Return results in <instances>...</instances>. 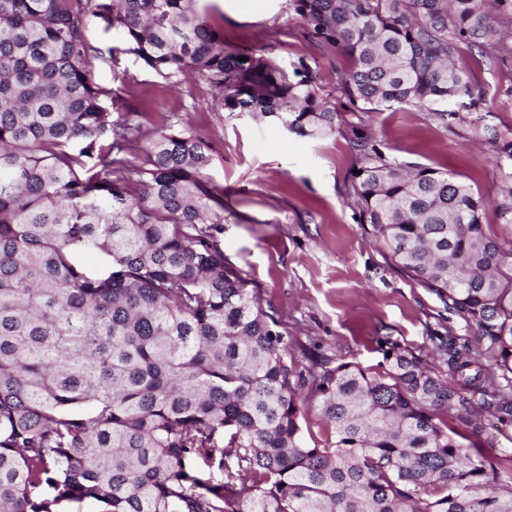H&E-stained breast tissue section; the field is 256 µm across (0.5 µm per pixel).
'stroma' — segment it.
Segmentation results:
<instances>
[{"label":"stroma","instance_id":"1","mask_svg":"<svg viewBox=\"0 0 512 512\" xmlns=\"http://www.w3.org/2000/svg\"><path fill=\"white\" fill-rule=\"evenodd\" d=\"M198 7L228 43L291 67L305 62L317 68L323 94L340 116L338 129L313 141L224 111L218 95L194 74L169 84L137 61L118 31L93 18L87 38L95 49L93 76L103 103L113 124L141 133L125 144L123 157L140 163L143 135L172 121L210 145L209 174L224 189V262L288 333L299 368L323 358L374 368L392 343L430 360L439 338L448 335L457 345H474L472 330L393 264L370 225L362 223L349 196L356 165L349 139L354 125L366 126L387 156L460 174L486 199H495L502 181L481 129L512 128V104L501 102L512 89V64L473 67L476 86L499 103L468 112L451 127L409 105L355 112L341 89L349 57L342 48L305 40L290 0H199ZM301 397L307 444L333 441L318 393L306 386ZM464 443L500 477L512 472V424L487 421L483 432L467 434Z\"/></svg>","mask_w":512,"mask_h":512}]
</instances>
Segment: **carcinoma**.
Masks as SVG:
<instances>
[{"mask_svg":"<svg viewBox=\"0 0 512 512\" xmlns=\"http://www.w3.org/2000/svg\"><path fill=\"white\" fill-rule=\"evenodd\" d=\"M293 6L304 37L351 58L354 112L489 109L470 64L512 58V0ZM91 16L164 80L195 73L226 112L308 139L339 119L318 71L227 45L197 0H0V512H512V475L490 484L448 428L478 429L481 410L512 422V129L483 127L505 183L491 202L355 129L361 223L477 348L440 340L441 369L395 344L380 370L327 359L305 374L224 264L203 139L171 123L141 163L88 166L103 136L135 132L112 126L93 80ZM489 205L508 235L482 223ZM308 381L334 429L322 447L302 436Z\"/></svg>","mask_w":512,"mask_h":512,"instance_id":"carcinoma-1","label":"carcinoma"}]
</instances>
